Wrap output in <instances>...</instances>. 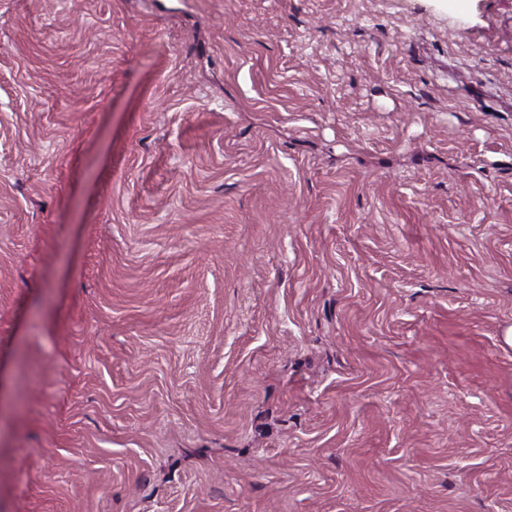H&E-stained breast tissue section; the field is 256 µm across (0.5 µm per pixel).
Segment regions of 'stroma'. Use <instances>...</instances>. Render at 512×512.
<instances>
[{"mask_svg":"<svg viewBox=\"0 0 512 512\" xmlns=\"http://www.w3.org/2000/svg\"><path fill=\"white\" fill-rule=\"evenodd\" d=\"M512 0H0V512H512Z\"/></svg>","mask_w":512,"mask_h":512,"instance_id":"obj_1","label":"stroma"}]
</instances>
